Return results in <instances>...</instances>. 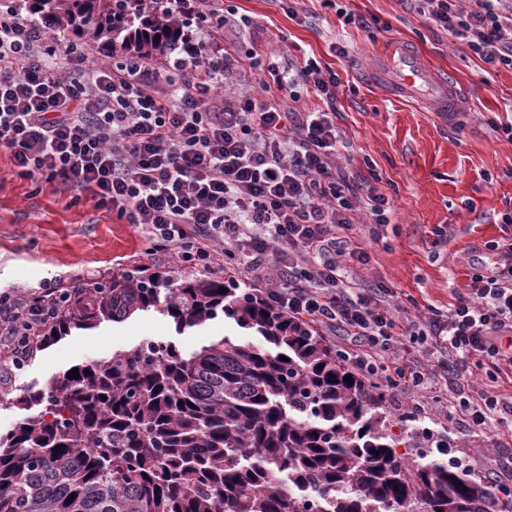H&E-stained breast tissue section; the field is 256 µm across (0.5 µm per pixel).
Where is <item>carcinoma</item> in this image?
<instances>
[{
    "mask_svg": "<svg viewBox=\"0 0 512 512\" xmlns=\"http://www.w3.org/2000/svg\"><path fill=\"white\" fill-rule=\"evenodd\" d=\"M24 2L38 25L107 57L149 58L188 36L165 0ZM80 297L38 344L152 308L179 331L222 314L262 344L225 336L187 355L156 341L62 373L29 396L44 409L0 435V512H491L473 474L398 452L381 387L259 290L134 267Z\"/></svg>",
    "mask_w": 512,
    "mask_h": 512,
    "instance_id": "carcinoma-1",
    "label": "carcinoma"
}]
</instances>
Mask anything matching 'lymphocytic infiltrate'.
I'll list each match as a JSON object with an SVG mask.
<instances>
[{
	"mask_svg": "<svg viewBox=\"0 0 512 512\" xmlns=\"http://www.w3.org/2000/svg\"><path fill=\"white\" fill-rule=\"evenodd\" d=\"M423 15L466 39L486 65L512 68V0H418ZM232 53L199 51L176 76L144 59L90 61L85 49L0 9V148L36 186L89 196L141 227L151 253L213 274L232 262L240 281L324 336H350L341 354L390 388L446 389L450 418L493 439L512 417V250L501 266L476 260L470 292L447 313L413 315L391 290L359 284L369 244L390 224L386 195L336 163L339 77L310 59L289 63L261 94L226 93ZM325 108L294 116L300 92ZM366 207V227L354 222ZM367 240H359L360 230ZM65 286L27 301L0 294V365H19L57 318Z\"/></svg>",
	"mask_w": 512,
	"mask_h": 512,
	"instance_id": "1",
	"label": "lymphocytic infiltrate"
}]
</instances>
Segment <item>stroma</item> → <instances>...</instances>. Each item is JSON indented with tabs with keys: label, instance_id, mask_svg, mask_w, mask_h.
Wrapping results in <instances>:
<instances>
[{
	"label": "stroma",
	"instance_id": "stroma-1",
	"mask_svg": "<svg viewBox=\"0 0 512 512\" xmlns=\"http://www.w3.org/2000/svg\"><path fill=\"white\" fill-rule=\"evenodd\" d=\"M229 4L249 26L200 28L191 13L194 44L211 52L252 48L279 63L313 58L339 77L335 122L345 148L337 162L365 177L394 205L383 241L370 248V264L356 271L360 282L390 288L408 309L447 311L457 294L473 286L470 257L479 254L491 264L495 249L512 245V224L501 221L512 214V140L501 131L512 124V69L484 64L465 40L429 23L416 0H297L293 18L274 0ZM351 14L377 18L379 24L356 27L347 21ZM394 39L411 44L464 90L457 117L438 120L420 102L396 98L390 87L367 80L368 64ZM340 46L347 57L337 55ZM148 246L141 228L97 209L91 198L74 204L55 186L35 191L12 173L7 154L0 152V291L32 298L55 283L74 284L89 274L106 283L138 265L176 277L191 274V267L165 256L146 260ZM225 336L253 339L221 317L180 332L153 309L72 330L49 346L33 347L22 367L0 371V434L37 413L28 396L50 388L71 367L108 362L147 341H172L188 354ZM415 398L411 391L386 389L391 421H403ZM425 410L422 423L403 421L415 450L428 448L420 432L426 426L471 457L476 477L501 469L512 457V425L502 424L489 446L446 419L435 396H428Z\"/></svg>",
	"mask_w": 512,
	"mask_h": 512
}]
</instances>
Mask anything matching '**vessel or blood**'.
I'll return each instance as SVG.
<instances>
[{"label":"vessel or blood","mask_w":512,"mask_h":512,"mask_svg":"<svg viewBox=\"0 0 512 512\" xmlns=\"http://www.w3.org/2000/svg\"><path fill=\"white\" fill-rule=\"evenodd\" d=\"M374 72L394 82L399 94L424 99L437 117H447L457 109L456 94L445 74L401 42L387 45L378 56Z\"/></svg>","instance_id":"b4317fda"}]
</instances>
